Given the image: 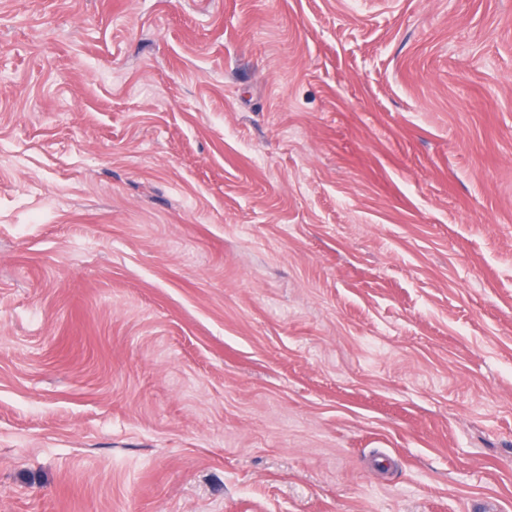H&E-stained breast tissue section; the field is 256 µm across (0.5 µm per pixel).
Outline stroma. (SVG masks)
Listing matches in <instances>:
<instances>
[{
    "label": "stroma",
    "instance_id": "1",
    "mask_svg": "<svg viewBox=\"0 0 512 512\" xmlns=\"http://www.w3.org/2000/svg\"><path fill=\"white\" fill-rule=\"evenodd\" d=\"M512 512V0H0V512Z\"/></svg>",
    "mask_w": 512,
    "mask_h": 512
}]
</instances>
